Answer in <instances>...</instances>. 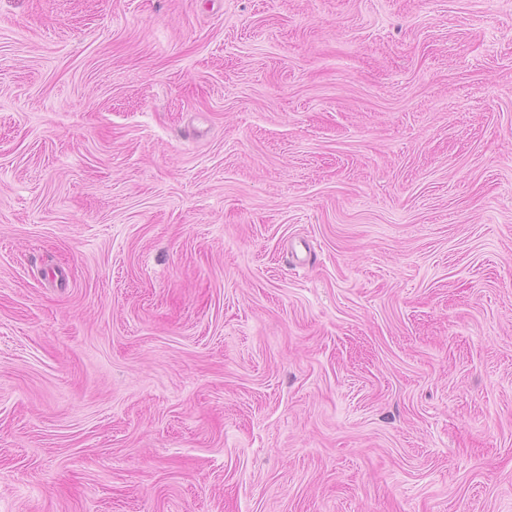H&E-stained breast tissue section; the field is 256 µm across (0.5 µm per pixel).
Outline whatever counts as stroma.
<instances>
[{
    "label": "stroma",
    "mask_w": 512,
    "mask_h": 512,
    "mask_svg": "<svg viewBox=\"0 0 512 512\" xmlns=\"http://www.w3.org/2000/svg\"><path fill=\"white\" fill-rule=\"evenodd\" d=\"M0 512H512V0H0Z\"/></svg>",
    "instance_id": "35a3bbf8"
}]
</instances>
